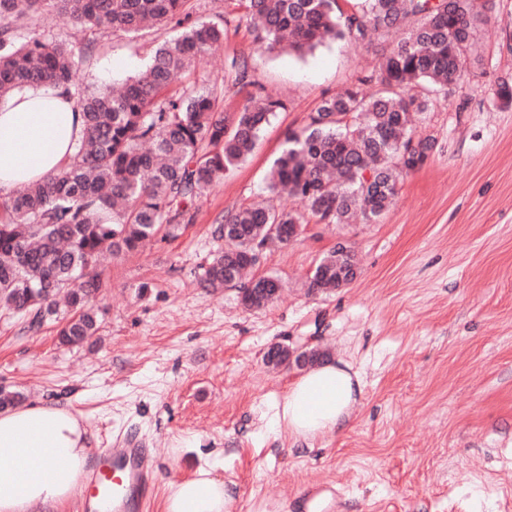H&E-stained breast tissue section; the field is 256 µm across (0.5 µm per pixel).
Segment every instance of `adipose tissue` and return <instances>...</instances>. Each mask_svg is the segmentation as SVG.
<instances>
[{"mask_svg":"<svg viewBox=\"0 0 512 512\" xmlns=\"http://www.w3.org/2000/svg\"><path fill=\"white\" fill-rule=\"evenodd\" d=\"M83 120L62 90L28 85L0 102V189L13 191L56 173L72 157ZM357 372L328 363L289 386L273 421L306 445L349 427L361 401ZM89 461L86 431L68 408L17 406L0 412V512H27L74 499ZM214 465L168 482L165 512H224V483Z\"/></svg>","mask_w":512,"mask_h":512,"instance_id":"adipose-tissue-1","label":"adipose tissue"}]
</instances>
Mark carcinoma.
Segmentation results:
<instances>
[{
	"label": "carcinoma",
	"instance_id": "1",
	"mask_svg": "<svg viewBox=\"0 0 512 512\" xmlns=\"http://www.w3.org/2000/svg\"><path fill=\"white\" fill-rule=\"evenodd\" d=\"M247 29L267 51L312 53L336 40L372 44L398 40L374 72L322 100L310 123L288 136L267 178L270 196L287 194L298 208L285 211L261 200L224 213L215 234L224 246L201 267L207 289L243 285L252 307H266L283 284L271 276L242 284L260 251L287 244L303 225L345 224L355 216L374 223L398 194L400 178L420 168L433 142L405 158L415 115L428 111L430 94L445 90L469 65L481 62L475 33L493 0H237ZM189 0H0V101L29 84L51 83L82 114L83 136L57 173L0 198V306L29 316L37 330L59 312L73 311L58 330L63 346L87 343L98 331L106 254L135 252L160 231L178 236L193 206L254 150L265 126L285 103L258 86L229 113L230 87L245 88L249 62L225 58L224 79H191L196 59L224 48L229 27L241 20L194 16ZM54 9L78 28L135 34L169 27L146 68L119 87L82 90L76 59L85 46H67L35 33L29 22ZM375 83L377 89L365 90ZM347 255L333 249L316 265L309 290L336 289L346 280Z\"/></svg>",
	"mask_w": 512,
	"mask_h": 512
}]
</instances>
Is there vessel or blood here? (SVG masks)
Instances as JSON below:
<instances>
[{"label": "vessel or blood", "instance_id": "1", "mask_svg": "<svg viewBox=\"0 0 512 512\" xmlns=\"http://www.w3.org/2000/svg\"><path fill=\"white\" fill-rule=\"evenodd\" d=\"M154 449L131 437L102 454L85 484L89 512H128L152 487Z\"/></svg>", "mask_w": 512, "mask_h": 512}]
</instances>
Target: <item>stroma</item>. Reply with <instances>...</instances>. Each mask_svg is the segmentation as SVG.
Masks as SVG:
<instances>
[{
  "mask_svg": "<svg viewBox=\"0 0 512 512\" xmlns=\"http://www.w3.org/2000/svg\"><path fill=\"white\" fill-rule=\"evenodd\" d=\"M38 31L91 45L83 86L137 74L173 35L79 31L61 13L44 15ZM476 38L481 65L416 121L435 148L402 178L393 206L373 224H307L296 241L264 251L255 275L284 289L257 310L236 290L198 283L215 220L264 198L287 137L370 73L381 47L339 41L298 58L260 48L246 27L229 32L198 77L223 76L226 55H246L285 109L196 203L181 235L102 259L93 344L60 346L56 321L31 331L0 309V387L72 410L94 455L129 436L154 448V493L137 512H164L166 483L207 459L219 460L234 512H295L323 484L340 492L332 512H512V106L494 99L512 81V0H495ZM341 240L357 253L358 278L308 293L310 272ZM284 341L313 342L363 381L350 428L305 450L271 428L272 405L300 374L264 362Z\"/></svg>",
  "mask_w": 512,
  "mask_h": 512,
  "instance_id": "stroma-1",
  "label": "stroma"
}]
</instances>
